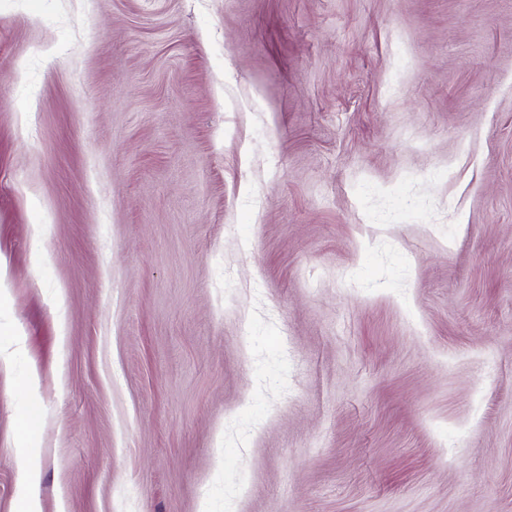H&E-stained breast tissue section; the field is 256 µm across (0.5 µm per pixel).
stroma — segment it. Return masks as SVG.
Here are the masks:
<instances>
[{"label": "stroma", "instance_id": "1", "mask_svg": "<svg viewBox=\"0 0 512 512\" xmlns=\"http://www.w3.org/2000/svg\"><path fill=\"white\" fill-rule=\"evenodd\" d=\"M0 263V512H512V0H0ZM18 464L27 468L28 480L21 485L16 499L14 512H40L37 488L39 484V474L35 466L22 455H19Z\"/></svg>", "mask_w": 512, "mask_h": 512}]
</instances>
